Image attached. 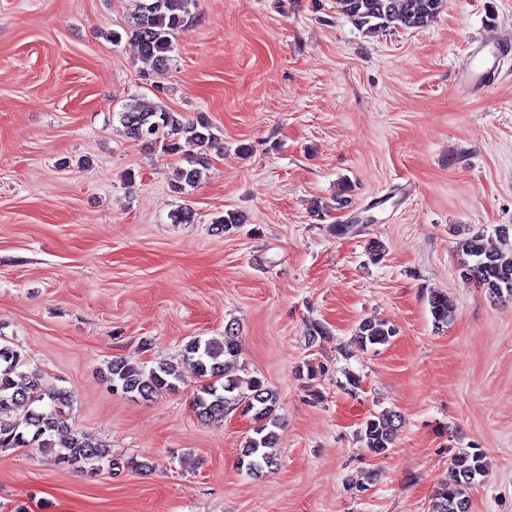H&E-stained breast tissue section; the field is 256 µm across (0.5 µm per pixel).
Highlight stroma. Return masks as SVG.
Returning a JSON list of instances; mask_svg holds the SVG:
<instances>
[{
  "label": "stroma",
  "mask_w": 512,
  "mask_h": 512,
  "mask_svg": "<svg viewBox=\"0 0 512 512\" xmlns=\"http://www.w3.org/2000/svg\"><path fill=\"white\" fill-rule=\"evenodd\" d=\"M133 4L0 0V345L70 394L90 442L141 464L0 450V512H429L464 448L487 462L471 512H512V300L464 280L456 253L512 227V0H444L430 26L377 34L336 0H196L163 75L111 38ZM479 42L487 91L459 83ZM143 95L223 139L196 187L174 191L181 159L127 137L118 114ZM183 207L194 223H172ZM228 210L240 229L214 225ZM366 318L396 336L357 346ZM233 321L245 375L278 394L256 477L237 464L253 421L197 418L182 357ZM119 358L182 377L125 396L106 379ZM385 409L402 423L377 456L359 430ZM430 313L436 323L447 324L454 317L453 305L444 293H431L428 298Z\"/></svg>",
  "instance_id": "stroma-1"
}]
</instances>
